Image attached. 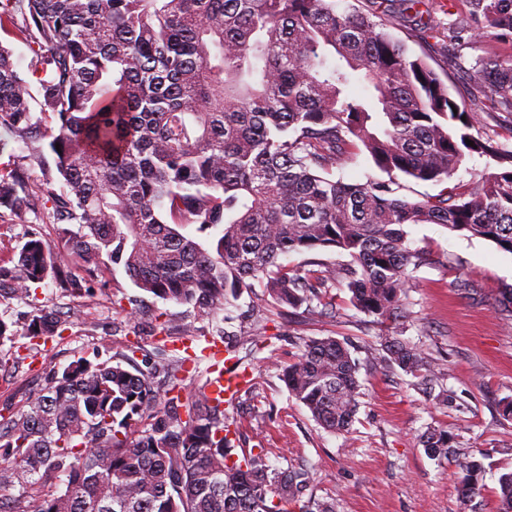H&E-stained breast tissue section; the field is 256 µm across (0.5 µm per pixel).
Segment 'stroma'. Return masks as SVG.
<instances>
[{
    "label": "stroma",
    "mask_w": 512,
    "mask_h": 512,
    "mask_svg": "<svg viewBox=\"0 0 512 512\" xmlns=\"http://www.w3.org/2000/svg\"><path fill=\"white\" fill-rule=\"evenodd\" d=\"M390 32L410 54L426 56L438 73L447 74L457 102L476 112L475 134L512 148V129L497 115L480 111L466 77L494 44L492 37L450 44L420 41L396 25ZM33 231L62 250L50 208L27 212L22 223L0 208V262ZM406 232L411 247L430 251L437 261L414 274L403 336L445 360L449 405L428 397L401 369L376 368L379 340L392 334V326L353 307L344 286L332 289L336 311L328 315L262 303L255 289L246 288L211 318L192 306L141 293L118 269L93 279L87 297L66 295L51 279L32 285L29 295L0 297V319L20 331L41 307L60 308L64 318L61 335L47 344L16 337L0 370V410L19 409L40 393L50 366L97 353L116 357L132 346L151 358L179 357L191 346L197 356L185 363L184 394L197 395L209 377V362L200 351L219 326L223 346L251 374L250 386L226 410L240 447L266 449L268 463L277 468L305 465L314 499L331 502L335 512H496L498 478L512 470V418L502 413L504 403L512 401V321L496 311L501 291L512 286V254L438 224H410ZM189 322L197 334L180 335V325ZM327 336L346 340L361 365L360 407L346 435L320 427L281 379L305 341ZM431 427L448 429L457 450L484 454L487 475L475 507L459 498L452 460L426 454L421 436Z\"/></svg>",
    "instance_id": "35a3bbf8"
}]
</instances>
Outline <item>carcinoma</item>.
I'll return each instance as SVG.
<instances>
[{"instance_id":"obj_1","label":"carcinoma","mask_w":512,"mask_h":512,"mask_svg":"<svg viewBox=\"0 0 512 512\" xmlns=\"http://www.w3.org/2000/svg\"><path fill=\"white\" fill-rule=\"evenodd\" d=\"M359 2L0 0V30L33 52L22 74L0 45V127L43 166L33 193L26 166L1 163L0 207L21 220L52 203L55 223L78 225L61 232L88 278L121 268L143 293L206 315L254 281L279 306L325 314L333 303L323 289L338 281L359 311L399 323L411 273L431 261L409 247L405 226L440 224L512 253V150L472 133L473 114L426 57L377 21L384 0ZM394 2L414 36L437 31L421 0ZM491 32L512 44V0H448V40ZM475 72L479 101L512 116V57L487 53ZM34 102L53 125L34 119ZM359 149L388 180L333 176ZM475 154L495 162L480 180L397 196L399 177L443 183ZM190 224L207 242L183 232ZM326 249L350 260L303 271L282 263ZM11 263L0 265V286L15 295L48 278L83 289L38 233ZM61 326L57 310L38 308L25 336L46 342ZM382 347L423 392L445 395L443 363L398 336ZM180 370L176 361L143 369L128 354L51 369L41 394L0 413V502L13 501V512H288L297 503L333 512L304 499L308 470L273 468L266 449L236 448L224 403L182 402ZM358 372L349 344L325 337L306 341L281 377L318 425L342 434L358 411ZM451 440L433 428L422 446L453 458L466 505L483 489L485 466L450 452ZM496 496L498 512H512V471L499 476Z\"/></svg>"}]
</instances>
